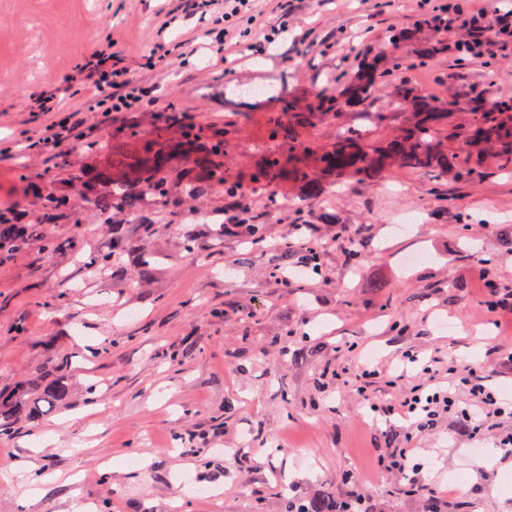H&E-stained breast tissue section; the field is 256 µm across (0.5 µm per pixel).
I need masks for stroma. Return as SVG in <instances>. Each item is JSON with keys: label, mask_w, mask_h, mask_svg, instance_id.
Segmentation results:
<instances>
[{"label": "stroma", "mask_w": 512, "mask_h": 512, "mask_svg": "<svg viewBox=\"0 0 512 512\" xmlns=\"http://www.w3.org/2000/svg\"><path fill=\"white\" fill-rule=\"evenodd\" d=\"M356 0H303L301 25L337 31ZM151 10L141 0H0V85L20 96L60 81L107 29L129 60L151 46ZM336 56L288 46L281 59L253 49L235 74L204 76L176 68L150 77L158 103L177 102L202 125L225 130L224 166L256 203L251 180L267 145L266 116H310L299 135L313 150L337 132L389 137L407 120L396 91L382 85L370 116L315 112L314 93ZM428 59L414 84L439 99L488 98L512 91L474 67L450 70ZM46 155L0 156V203L26 202L19 167L39 176ZM336 214L334 224L298 232L272 224L266 239L243 245L229 233L207 256L166 265L158 282L97 277L62 282L60 256L31 246L0 260V390L9 391L54 359L70 382L67 399L38 420L0 433V512H210L199 494L220 489L223 512H284L289 500L329 496L361 501L363 512H512V315L485 316L479 274L512 290V168L480 177L386 166L373 183L348 177L311 203ZM409 214L418 224L405 223ZM323 254L317 275L273 278L276 242L304 239ZM361 256L351 270L348 253ZM24 323L25 332L9 327ZM417 364L403 365V352ZM441 358L449 381L480 367L501 413L472 434L456 414L417 434L410 421L379 422L377 405L429 384L422 365ZM374 375L357 384L363 370ZM407 448L406 472L379 458ZM501 454L493 464L492 449ZM137 466L109 470L112 457ZM415 471L418 490L408 485ZM439 496H432L431 487Z\"/></svg>", "instance_id": "stroma-1"}]
</instances>
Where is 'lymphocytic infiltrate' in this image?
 I'll list each match as a JSON object with an SVG mask.
<instances>
[{
    "label": "lymphocytic infiltrate",
    "instance_id": "obj_1",
    "mask_svg": "<svg viewBox=\"0 0 512 512\" xmlns=\"http://www.w3.org/2000/svg\"><path fill=\"white\" fill-rule=\"evenodd\" d=\"M297 0H163L155 13L157 39L137 64H129L123 45L112 33H104L83 53L65 82L21 96L19 111L37 119L31 134H23L9 146V153L25 156L50 152L86 161L84 144L90 130L111 123L119 112H142L153 104L143 75L163 73L173 66L188 67L206 58L208 70L230 75L245 63V42L281 49L285 44L319 45L322 54L343 50L352 65L377 55L368 26L340 27V37L327 41L312 27L294 19ZM207 20L206 29L184 32L192 18ZM415 27L438 31H462V39L450 52L472 65L488 57L512 56V0H418L412 17ZM173 41H165L166 33ZM456 404L453 394L441 385L418 387L399 403L379 406L383 421L394 416L412 419L417 429L434 427Z\"/></svg>",
    "mask_w": 512,
    "mask_h": 512
}]
</instances>
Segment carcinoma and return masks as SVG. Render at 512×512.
<instances>
[{
    "mask_svg": "<svg viewBox=\"0 0 512 512\" xmlns=\"http://www.w3.org/2000/svg\"><path fill=\"white\" fill-rule=\"evenodd\" d=\"M414 63L413 57L395 55L367 60L342 78L334 74L317 94L316 111L360 110L376 96L385 69ZM398 101L410 113L408 125L381 143L359 133L337 134L332 145L317 156L326 181L292 163L296 154L311 148L288 126V113L270 116L266 159L253 175L269 199L261 209L240 195L239 183L224 169V138L208 133L175 105L166 119L149 131L133 112L116 145L91 143L93 161L75 175L67 193L57 191L51 169L29 187L37 205L18 210L9 223L0 224V256L24 252L36 241L46 254H67L77 274L119 279L129 261L139 279L150 282L161 266L174 259L147 248L164 225H187L178 254L197 259L205 242L223 241L230 227L237 233L245 231L246 242L263 239L269 224L305 228L310 217L307 201L324 194L329 182L341 181L349 174L371 181L387 161L405 170L448 175L456 156L438 134L439 124L454 105L411 84L403 87ZM472 112L474 124L463 137L476 148L474 163L478 165L488 156L504 164L511 161L512 137L503 125L502 112L479 102ZM287 172L300 186L299 204L277 199ZM84 214L107 227L111 235L108 247L86 252L89 225L82 222ZM58 224L69 225L62 239L56 233ZM58 370L59 366L49 361L24 385L0 396V430H10L22 415L30 420L40 417L42 402L54 407L68 397L69 383ZM296 512L345 510L342 503L327 496L299 503Z\"/></svg>",
    "mask_w": 512,
    "mask_h": 512,
    "instance_id": "carcinoma-1",
    "label": "carcinoma"
}]
</instances>
